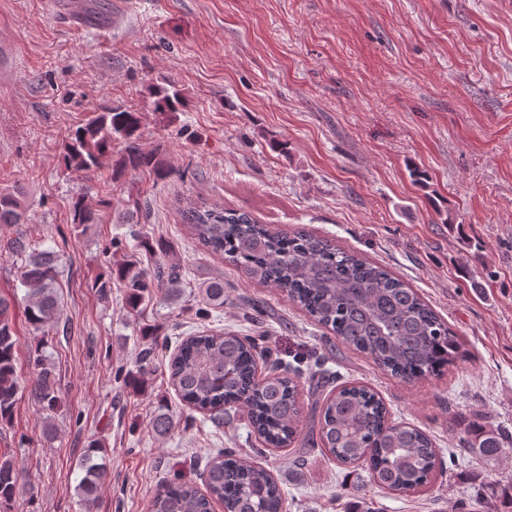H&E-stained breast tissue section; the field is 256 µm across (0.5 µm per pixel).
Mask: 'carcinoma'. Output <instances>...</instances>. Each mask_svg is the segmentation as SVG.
Listing matches in <instances>:
<instances>
[{
    "instance_id": "cac0c4a2",
    "label": "carcinoma",
    "mask_w": 512,
    "mask_h": 512,
    "mask_svg": "<svg viewBox=\"0 0 512 512\" xmlns=\"http://www.w3.org/2000/svg\"><path fill=\"white\" fill-rule=\"evenodd\" d=\"M154 110L178 112L186 107L183 89L166 81L150 86ZM141 116L122 106L104 105L73 130L63 146L68 169L93 171L109 163L112 179L148 172L157 179L167 169L157 154L142 150ZM122 145L113 158L116 145ZM183 223L208 253L222 256L246 276L278 289L292 304L330 331L343 346L369 357L383 371L406 382L437 375L466 355L447 322L401 279L355 252L304 227L291 233L260 223L251 214L204 200H175ZM83 196L72 200L74 232L101 223L102 208ZM28 206L18 189H0V228L24 224ZM119 224H140L139 199L131 198ZM140 248L157 260L151 270L127 261L113 263L96 274L91 287L105 296L112 282L125 288L129 310L139 311L153 288L178 290L181 265L167 259L169 246L137 236ZM18 262V282L24 288V318L40 340L27 360V374L18 371L16 327L9 300L0 298V426L11 423L17 402L26 396L51 413L61 406L57 374L47 348L64 318L55 290L61 268L55 253L17 235L8 242ZM258 345L235 331L202 330L184 338L168 365V381L182 402L204 414L239 405L252 432L268 448H298L296 463L307 449L319 445L346 466H366L369 484L403 494L427 488L440 467L437 448L421 429L389 421L382 399L362 385H345L328 397L300 384L286 373L258 375ZM463 447L486 464L512 461V435L501 429L472 424ZM97 449L79 462L81 505L89 508L105 477ZM20 472L14 457L0 456V512H11L19 494ZM495 498L512 509V478L501 479ZM283 512L284 490L273 473L252 457L226 451L212 458L203 486L176 479L160 486L149 512Z\"/></svg>"
}]
</instances>
